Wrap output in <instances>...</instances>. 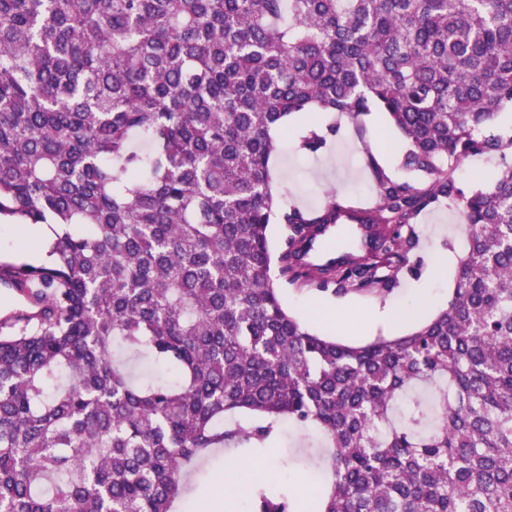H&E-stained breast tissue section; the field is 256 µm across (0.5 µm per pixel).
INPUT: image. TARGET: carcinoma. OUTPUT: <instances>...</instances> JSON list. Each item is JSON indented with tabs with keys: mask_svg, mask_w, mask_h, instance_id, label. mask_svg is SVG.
I'll return each mask as SVG.
<instances>
[{
	"mask_svg": "<svg viewBox=\"0 0 512 512\" xmlns=\"http://www.w3.org/2000/svg\"><path fill=\"white\" fill-rule=\"evenodd\" d=\"M509 103L512 0H0V224L51 229L0 264L27 303L0 323V512H175L186 467L286 418L325 437L326 493L255 487L245 512H512V162L452 174L512 149L484 133ZM374 110L416 180L284 205L285 118ZM445 200L467 249L409 334L348 345L283 307L280 280L389 284ZM345 217L361 254L309 265ZM500 163L498 155L470 157L457 165L454 174L463 184L470 185L474 176L480 173L482 183L489 185L496 179Z\"/></svg>",
	"mask_w": 512,
	"mask_h": 512,
	"instance_id": "cac0c4a2",
	"label": "carcinoma"
}]
</instances>
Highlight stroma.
Listing matches in <instances>:
<instances>
[{"label": "stroma", "mask_w": 512, "mask_h": 512, "mask_svg": "<svg viewBox=\"0 0 512 512\" xmlns=\"http://www.w3.org/2000/svg\"><path fill=\"white\" fill-rule=\"evenodd\" d=\"M336 124L339 128L336 137L328 139L321 152L299 151L293 138L287 146L279 148L275 161L282 172L279 190L286 204L316 209L334 191L356 206L375 205L368 150L380 140L386 145V153L379 157V164L390 174L400 175L403 141L382 113L359 117L340 114ZM26 230L23 224H0V264L42 259V238L28 236ZM411 230L414 247L407 264L397 272L396 284L390 291L363 290L338 295L286 284L281 294L284 308L316 332L331 335L345 344H366L383 336L384 330L380 327L367 333L342 330L339 322L331 317L328 304L345 303L343 317L354 324L360 323L371 309L390 308L397 316L393 335L409 333L415 324L430 319L446 304L456 284L458 258L467 244V230L459 208L444 202L422 212ZM439 257L447 258V270L427 275V268ZM247 459L263 460L260 481L290 492L302 482L316 491L323 489L327 482L328 451L324 439L312 430L287 424L280 428L270 447L222 448L201 466L189 470L184 476L185 489L177 512H239L245 490H238L232 497L225 495L216 478L236 473Z\"/></svg>", "instance_id": "1"}]
</instances>
